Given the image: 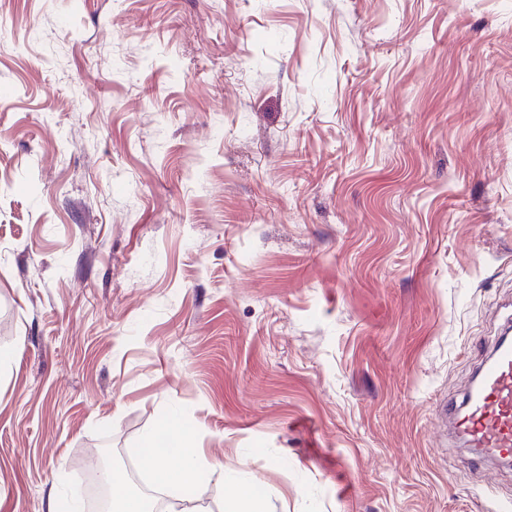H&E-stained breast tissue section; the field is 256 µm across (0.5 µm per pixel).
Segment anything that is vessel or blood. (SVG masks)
<instances>
[{
	"mask_svg": "<svg viewBox=\"0 0 512 512\" xmlns=\"http://www.w3.org/2000/svg\"><path fill=\"white\" fill-rule=\"evenodd\" d=\"M443 414L478 460L512 456V344L495 342L461 405Z\"/></svg>",
	"mask_w": 512,
	"mask_h": 512,
	"instance_id": "vessel-or-blood-1",
	"label": "vessel or blood"
}]
</instances>
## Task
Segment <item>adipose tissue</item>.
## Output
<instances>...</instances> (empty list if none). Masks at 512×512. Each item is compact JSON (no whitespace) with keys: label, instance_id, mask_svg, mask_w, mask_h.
Returning a JSON list of instances; mask_svg holds the SVG:
<instances>
[{"label":"adipose tissue","instance_id":"1","mask_svg":"<svg viewBox=\"0 0 512 512\" xmlns=\"http://www.w3.org/2000/svg\"><path fill=\"white\" fill-rule=\"evenodd\" d=\"M165 433L171 440L172 451L168 454L153 452L152 447L157 441V434H148L144 439L146 452L142 457L144 467L153 475L155 481L162 486H187L193 483L197 472L203 466H210L213 474L223 475L224 467L220 464H207L191 448L189 437L183 430L179 420H168Z\"/></svg>","mask_w":512,"mask_h":512}]
</instances>
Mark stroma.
<instances>
[{"mask_svg":"<svg viewBox=\"0 0 512 512\" xmlns=\"http://www.w3.org/2000/svg\"><path fill=\"white\" fill-rule=\"evenodd\" d=\"M511 303L512 0H0V512L172 412L200 512H498ZM500 336L460 406L443 408L458 440L478 461L512 456V344ZM264 496L251 489L248 484H237L229 507L225 512H269Z\"/></svg>","mask_w":512,"mask_h":512,"instance_id":"35a3bbf8","label":"stroma"}]
</instances>
